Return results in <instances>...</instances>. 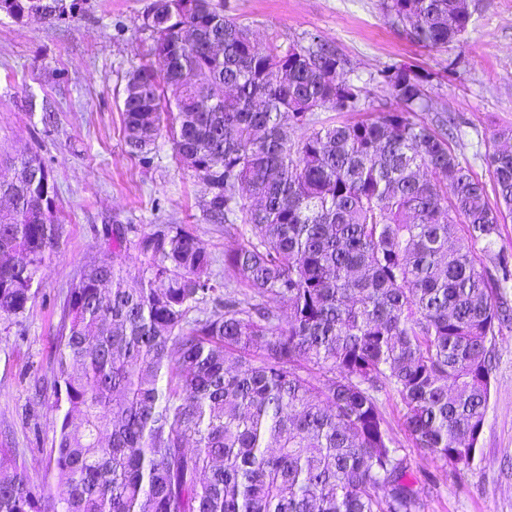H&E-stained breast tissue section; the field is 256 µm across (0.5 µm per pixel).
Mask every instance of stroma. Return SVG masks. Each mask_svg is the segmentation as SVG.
Returning <instances> with one entry per match:
<instances>
[{
	"instance_id": "1",
	"label": "stroma",
	"mask_w": 512,
	"mask_h": 512,
	"mask_svg": "<svg viewBox=\"0 0 512 512\" xmlns=\"http://www.w3.org/2000/svg\"><path fill=\"white\" fill-rule=\"evenodd\" d=\"M150 0H85L75 18L17 23L0 14V156L39 153L57 188L62 232L38 273V295L23 315L0 318V448L24 460L30 474L55 491L56 393L53 380L61 306L84 265L108 255L103 230L188 224L205 246L223 255L229 238L207 223L205 185L160 138L150 168L127 155L122 141L126 79L148 59L140 31ZM226 15L249 26L254 39L282 45L317 37L350 60L354 83L370 92V112L399 105L378 82L385 64L430 72L440 111L458 120L454 149L462 163L489 180L486 158L494 134L512 127V0H468L466 32L430 51L391 24L381 0H222ZM123 22V37L113 25ZM453 67L446 76L445 67ZM47 100L50 116L25 107ZM491 393L474 460L452 465L413 447L397 395L381 397L391 435L415 478L418 512H512V322L491 340Z\"/></svg>"
}]
</instances>
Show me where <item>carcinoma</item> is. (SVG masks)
Segmentation results:
<instances>
[{
  "label": "carcinoma",
  "instance_id": "carcinoma-1",
  "mask_svg": "<svg viewBox=\"0 0 512 512\" xmlns=\"http://www.w3.org/2000/svg\"><path fill=\"white\" fill-rule=\"evenodd\" d=\"M83 0H44L49 21ZM392 23L441 50L467 29V0H382ZM14 21L28 0H0ZM159 68L129 72L127 152L152 164L158 138L206 186L210 224L237 237L224 273L188 224L137 238L149 257L84 266L56 347V492L0 448V512H417L418 491L379 405H404L415 447L451 464L476 452L491 343L512 310L494 290L512 260L484 253L512 217V151L476 178L436 123L429 76L391 63L401 105L359 113L366 91L335 46L258 45L212 0H155L141 16ZM307 134L295 139L297 130ZM0 195V316L35 298L61 234L56 187L37 153ZM495 201H490V198ZM80 416L75 424L72 417Z\"/></svg>",
  "mask_w": 512,
  "mask_h": 512
}]
</instances>
